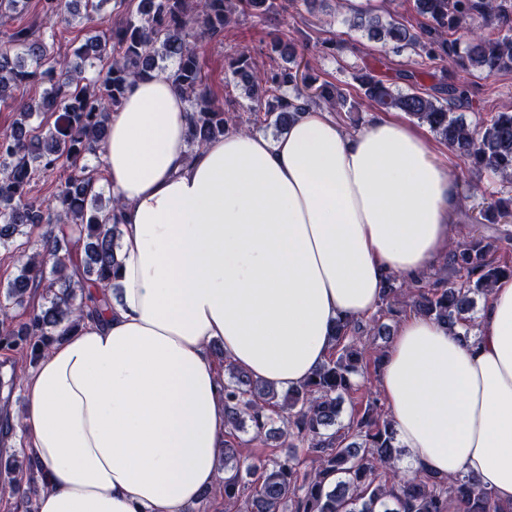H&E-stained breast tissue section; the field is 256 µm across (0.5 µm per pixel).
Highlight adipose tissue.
Segmentation results:
<instances>
[{
	"label": "adipose tissue",
	"instance_id": "obj_1",
	"mask_svg": "<svg viewBox=\"0 0 512 512\" xmlns=\"http://www.w3.org/2000/svg\"><path fill=\"white\" fill-rule=\"evenodd\" d=\"M167 74L111 113L103 181L121 202L117 303L52 343L15 424L45 488L33 512H183L217 479L224 374L302 385L338 322L372 314L386 277L447 252L465 201L426 138L385 114L345 131L312 109L277 139L229 132L190 150ZM380 388L400 471L475 476L512 503V278L475 337L412 314Z\"/></svg>",
	"mask_w": 512,
	"mask_h": 512
}]
</instances>
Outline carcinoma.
<instances>
[{
    "label": "carcinoma",
    "mask_w": 512,
    "mask_h": 512,
    "mask_svg": "<svg viewBox=\"0 0 512 512\" xmlns=\"http://www.w3.org/2000/svg\"><path fill=\"white\" fill-rule=\"evenodd\" d=\"M74 0H43L45 13L62 15L65 22L82 16L83 22L113 19L111 34L93 35L74 55L89 65L92 77L71 69L66 58L47 50L26 27L11 29L0 43V103L15 106L10 130L0 134V245L8 247L27 226L48 228L46 251L18 254V273L0 291V346L39 357L56 337L78 325L89 305L106 302L109 294L94 297L91 288L119 287L115 281L121 248L119 198L101 184L100 155L109 114L117 111L126 89L137 78L154 72L168 74L188 106L191 122L189 148L194 151L233 129L252 132L272 127L281 133L310 108L325 103L332 110L351 112L359 102L344 89L315 85L307 71L310 61L296 62L284 54L287 65L257 71L245 50L227 55L228 69L249 101L241 112L224 111L205 84L201 72L200 42H220L235 17L264 24L277 8L303 4L326 11L331 0H138L136 10L126 0H84V12L71 9ZM113 3L114 16L103 13ZM413 9L424 22L412 33L395 19L357 14L351 28L394 51L406 48L428 61L452 59L464 71L487 75L512 71V36L491 32L512 25V0H414ZM481 20L465 45L452 38ZM44 85L41 96L15 103L14 89L22 84ZM363 98L378 112H403L436 133L463 163L478 174L488 173L512 184V112H499L472 125L454 108L467 99L462 84L440 81L421 91L391 86L372 72L358 77ZM293 89L288 94L286 90ZM42 114L55 116L53 126L34 124ZM93 158L95 164L84 163ZM67 171L55 184L56 206L43 205L32 195V184ZM484 219L512 221V195L497 199ZM62 226V235L54 228ZM495 246L479 234L456 242L448 263L463 281L426 278L411 281L391 276L382 290L378 312L410 311L448 324L468 338L474 331L476 297L488 298L499 279L512 277V265L492 259ZM38 288L47 301L28 322L12 326L11 310L24 308ZM387 326L369 327L360 321L336 327L334 353L306 383L280 392L230 363L224 364V425L235 435L251 429L258 440L289 439L305 448L308 464L296 456L271 457L246 466L256 477L244 480L235 450L224 446L222 503L206 490L203 509L222 512H512L492 492L469 475L447 479L415 473L402 476L396 469L399 449L395 430L380 398L367 400L363 412L339 420L340 402L355 391L356 377L380 368L384 355L369 357L368 340L386 335Z\"/></svg>",
    "instance_id": "1"
}]
</instances>
